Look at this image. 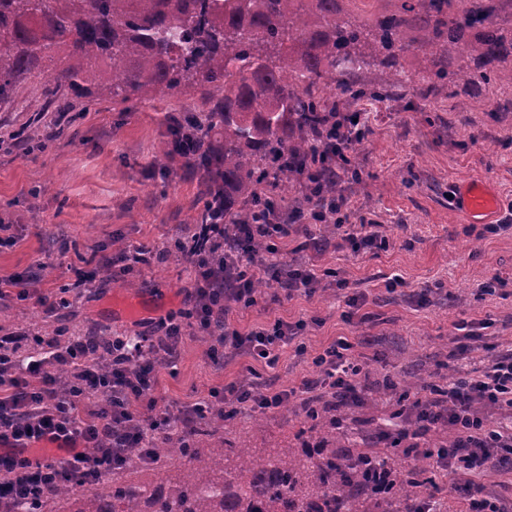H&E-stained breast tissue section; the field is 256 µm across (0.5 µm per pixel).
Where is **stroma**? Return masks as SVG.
Listing matches in <instances>:
<instances>
[{
    "label": "stroma",
    "instance_id": "35a3bbf8",
    "mask_svg": "<svg viewBox=\"0 0 512 512\" xmlns=\"http://www.w3.org/2000/svg\"><path fill=\"white\" fill-rule=\"evenodd\" d=\"M64 57L61 49L49 50L42 67L0 101V235L16 238L14 246H0V279L32 280L28 298L13 288L0 297V336L46 339L61 324L79 336L136 334L149 319L181 311L191 278L175 245L202 207L205 186L165 147L170 116L208 111L211 98L191 90L152 103H116L95 91L79 97L49 86ZM509 98L512 89H484L471 96L467 111L457 112L440 95L432 104L435 122L410 93L379 105L357 151L361 186L344 193L351 223L366 217L381 224L387 245L355 254L331 243L317 252L308 242L321 236V225L294 227L281 241L286 258L335 270L336 279L312 297H286L270 282L256 304L232 305L228 315L243 332L278 318L307 321L299 337L305 354L288 345L272 368L234 352L215 363L207 356L208 338L189 328L174 370L160 372L159 396L171 404L204 397L240 380L250 366L265 388L297 389L317 376L314 357L343 337L368 374L362 401L339 410L344 431L383 452L388 444L378 434L397 409L394 391L377 392L384 378L399 383L415 372L432 382L450 377L458 364L479 367L512 350V228L487 232L464 221L454 201L461 186L480 180L495 192L500 209L512 204V110L492 109ZM162 246L171 256L148 268L124 272L104 265L122 248ZM92 256L103 265L95 281L81 282L76 272ZM496 274L507 286L482 293ZM395 277L402 286L387 291ZM361 293L368 320L343 319L347 297ZM130 298L143 301V318L120 312ZM463 320L485 322V345L458 360L452 338ZM235 424L233 431L218 430L217 438L242 435L255 448L295 445L307 427L295 399L285 412L238 410Z\"/></svg>",
    "mask_w": 512,
    "mask_h": 512
}]
</instances>
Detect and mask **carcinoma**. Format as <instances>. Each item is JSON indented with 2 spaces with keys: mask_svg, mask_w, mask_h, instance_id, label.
Wrapping results in <instances>:
<instances>
[{
  "mask_svg": "<svg viewBox=\"0 0 512 512\" xmlns=\"http://www.w3.org/2000/svg\"><path fill=\"white\" fill-rule=\"evenodd\" d=\"M498 0H390L370 24L341 16L340 0H0V101L63 47L53 81L84 93L94 85L120 103L186 89L224 91L207 112H188L203 150L189 161L207 185L195 218L224 197V224H245L271 186L283 196L312 171L314 134L338 109L384 102L420 75L418 96L460 97L458 85H512V28L486 23ZM416 72L406 67L414 49ZM378 69L386 79L362 82ZM313 447L262 452L203 430L167 434L182 467L162 484L114 483L83 495L62 482L64 512H360L372 493L395 512H416L418 489L442 478L394 451L395 477L368 489L369 458L336 449V419L306 413Z\"/></svg>",
  "mask_w": 512,
  "mask_h": 512,
  "instance_id": "carcinoma-1",
  "label": "carcinoma"
}]
</instances>
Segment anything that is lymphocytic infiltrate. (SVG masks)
Wrapping results in <instances>:
<instances>
[{
	"instance_id": "lymphocytic-infiltrate-1",
	"label": "lymphocytic infiltrate",
	"mask_w": 512,
	"mask_h": 512,
	"mask_svg": "<svg viewBox=\"0 0 512 512\" xmlns=\"http://www.w3.org/2000/svg\"><path fill=\"white\" fill-rule=\"evenodd\" d=\"M368 120L365 110L333 115L330 139L339 156L334 172H343L341 159L361 144ZM350 214L342 194L292 210L270 198L264 212L252 217L248 237L228 232L221 223L193 225L188 241L178 244L192 272L185 309L152 320L150 335L113 337L111 352L99 359L84 356L78 339L49 356L31 358L16 337L0 336V512H39L44 481L69 475L78 484L91 483L115 469L132 444L149 445L154 432H192L204 401L171 405L156 394L159 372L174 367L185 328L212 336V361L223 359L230 348L274 366L280 348L305 331L306 321L277 319L243 333L230 326L229 306L255 303L250 269L259 257L271 280L288 292L312 294L321 288L323 277L312 265L290 264L282 257L279 241L292 225L343 228L344 242L357 254L386 246L379 225L364 222L348 229ZM350 348L343 337L327 347L316 359L318 377L303 381V393L322 388L356 391L362 368L350 360ZM63 371L70 378L64 388L57 383ZM291 396L289 390H261L248 381L209 393V398L263 412L279 410ZM491 411L512 413V352L497 355L482 369L449 378L443 391L418 403L416 410H401L381 438L397 444L411 428L447 425L454 435L449 448H420L416 454L432 468L472 483L491 463L512 472V429L490 427Z\"/></svg>"
}]
</instances>
